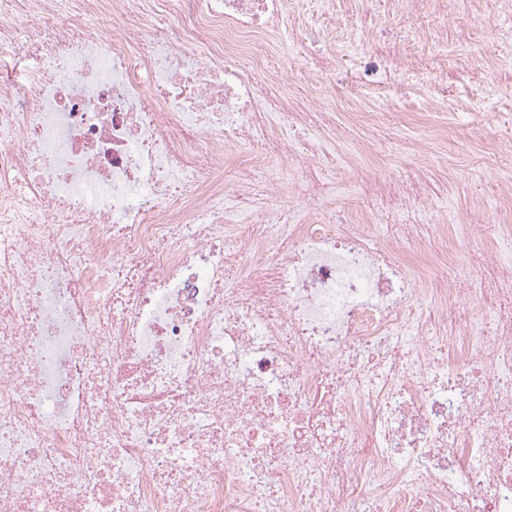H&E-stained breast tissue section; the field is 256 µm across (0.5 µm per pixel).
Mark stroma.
<instances>
[{
    "mask_svg": "<svg viewBox=\"0 0 512 512\" xmlns=\"http://www.w3.org/2000/svg\"><path fill=\"white\" fill-rule=\"evenodd\" d=\"M374 22L388 30L387 45L408 46L391 15L380 13ZM411 49L433 74L447 73L448 97L455 104L470 106L488 88L494 91L493 99L486 110L464 120L424 105L408 109L371 134L377 141L371 156L357 152L359 141L369 135L366 130L337 115L336 165L324 172L336 184L337 212L377 211L386 206V198L358 192L361 174L370 170L384 173L396 189L414 181L422 184L428 209L413 213L418 223L444 224L450 215L462 212L486 224L512 225V197L498 192L499 186L512 180V169L487 159L489 143L512 140V65L500 72L477 71L458 60L446 62L441 47L429 41ZM274 66L289 93L309 106L310 126H320L319 115L339 96L344 73L319 71L309 82H295L296 63L286 49Z\"/></svg>",
    "mask_w": 512,
    "mask_h": 512,
    "instance_id": "1",
    "label": "stroma"
}]
</instances>
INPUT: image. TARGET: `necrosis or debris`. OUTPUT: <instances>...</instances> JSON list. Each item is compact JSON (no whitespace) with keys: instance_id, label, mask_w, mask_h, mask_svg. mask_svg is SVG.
<instances>
[{"instance_id":"1","label":"necrosis or debris","mask_w":512,"mask_h":512,"mask_svg":"<svg viewBox=\"0 0 512 512\" xmlns=\"http://www.w3.org/2000/svg\"><path fill=\"white\" fill-rule=\"evenodd\" d=\"M456 2L0 0V512H512V262L471 216L337 223L335 155L267 119L307 126L282 48L301 81L345 57L411 81L337 17L388 4L422 37ZM468 2L501 43L457 55L512 60V0ZM376 87L324 127L381 124ZM285 153L293 219L236 221Z\"/></svg>"}]
</instances>
